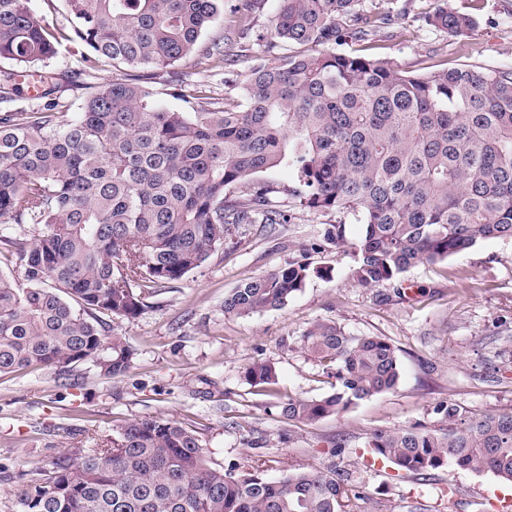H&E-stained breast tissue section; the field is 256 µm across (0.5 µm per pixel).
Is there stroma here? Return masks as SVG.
I'll return each instance as SVG.
<instances>
[{
	"mask_svg": "<svg viewBox=\"0 0 512 512\" xmlns=\"http://www.w3.org/2000/svg\"><path fill=\"white\" fill-rule=\"evenodd\" d=\"M241 0H224L211 36H236L243 24L267 31L278 0H254L247 20ZM391 23L378 36L383 56L400 68L480 63L512 67V0H382ZM474 13L470 34L451 38L427 26L441 7ZM253 61L243 58L217 73L197 67L195 56L177 66L189 82L223 97ZM59 111L75 116L92 88L117 78L80 72L78 56L61 51L51 63ZM288 221L253 224L226 238L200 268L154 289L136 317L112 327L134 349L132 368L106 379L88 365L76 368L79 388L61 385L33 366L0 376V512H16L11 490L23 474L70 451L83 429L111 435L143 416L182 422L200 437L213 461L266 470L278 478L336 465L362 492L357 512H485L486 504L512 503V485L489 473L446 466L426 475L396 470L373 459L367 442L378 429L434 428L436 403L452 401L463 414L512 410V240L488 239L447 259L410 268L400 284L364 288L352 277V245L361 236L359 215L320 211L277 194ZM344 230L343 244L325 241L327 225ZM311 275L288 305L250 316L225 314L224 299L243 280L291 262ZM340 326L350 336H380L396 349L398 385L347 411L314 423L284 419L276 402L319 399L334 379L303 348L315 322ZM255 361L273 365L276 395L244 377Z\"/></svg>",
	"mask_w": 512,
	"mask_h": 512,
	"instance_id": "obj_1",
	"label": "stroma"
}]
</instances>
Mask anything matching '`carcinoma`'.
Returning <instances> with one entry per match:
<instances>
[{
  "label": "carcinoma",
  "mask_w": 512,
  "mask_h": 512,
  "mask_svg": "<svg viewBox=\"0 0 512 512\" xmlns=\"http://www.w3.org/2000/svg\"><path fill=\"white\" fill-rule=\"evenodd\" d=\"M71 28L50 27L29 0H0V62L42 86L36 108L0 111V374L32 365L77 387L74 368L124 375L134 350L114 318L144 307L159 288L203 266L244 224H286L276 188L258 175L285 170L288 192L308 208L359 213L352 277L365 287L512 239V67L481 64L402 70L370 37L389 13L367 0H279L256 63L216 98L180 78L164 104L153 86L186 56L224 70L222 35L198 46L223 0H64ZM426 22L451 37L474 15L440 9ZM365 46L345 51L346 40ZM87 48L81 70L105 64L123 77L91 93L67 119L47 87L46 64L69 42ZM279 49L274 61L266 51ZM310 275L290 263L246 279L224 313L280 310ZM303 348L336 390L279 402L289 421L313 423L392 390L395 347L316 323ZM250 385L271 388L275 368L248 366ZM444 426L375 431L368 447L397 469L424 475L445 465L512 482V411L465 416L433 407ZM89 449L55 457L12 490L16 512H355L361 492L331 465L271 479L211 462L195 431L143 417L88 433Z\"/></svg>",
  "instance_id": "carcinoma-1"
}]
</instances>
